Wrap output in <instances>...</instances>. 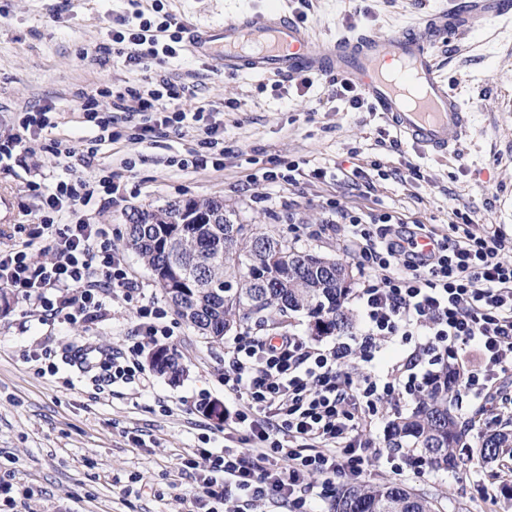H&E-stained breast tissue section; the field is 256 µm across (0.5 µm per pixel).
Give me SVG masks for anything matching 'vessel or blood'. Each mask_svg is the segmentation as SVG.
<instances>
[{
    "instance_id": "1",
    "label": "vessel or blood",
    "mask_w": 512,
    "mask_h": 512,
    "mask_svg": "<svg viewBox=\"0 0 512 512\" xmlns=\"http://www.w3.org/2000/svg\"><path fill=\"white\" fill-rule=\"evenodd\" d=\"M510 12L512 0H461L388 35L358 33L316 44L305 22L252 6L226 24L189 27L185 48L227 73L352 81L399 138L443 157L468 134L471 118L438 72L433 49Z\"/></svg>"
}]
</instances>
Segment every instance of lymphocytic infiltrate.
Masks as SVG:
<instances>
[{"label":"lymphocytic infiltrate","mask_w":512,"mask_h":512,"mask_svg":"<svg viewBox=\"0 0 512 512\" xmlns=\"http://www.w3.org/2000/svg\"><path fill=\"white\" fill-rule=\"evenodd\" d=\"M185 28L171 15L162 21L143 10L121 16L111 32L113 54L128 64L149 67L176 57ZM186 86L154 78L113 91L110 111L95 95L80 104L83 123L93 130L87 150L51 141L57 156L80 157L93 178H56L49 187L31 183L39 200V224L15 225L8 249L0 250V289L27 309L49 318L93 319L105 311L113 292L139 289L121 253L104 229L76 217L77 206L113 196L116 175L96 164L98 144L141 142L183 125L200 130L186 169L224 167V122L213 108L186 111L177 105ZM136 116L123 125L118 113ZM58 125L54 106L22 113L18 132L0 139V172L13 171L33 143ZM364 281L352 300L360 316L358 333L321 344L291 332L257 336L240 333L224 348V394L236 409L224 419V446L180 456L181 471H196L193 497L205 512H252L271 503L287 512H309L313 499L332 496L337 475L361 476L370 430L379 405L419 393L431 368L451 359L466 366L459 385L512 411V395L500 382L512 373V235L489 224L473 231L456 224L438 235L425 225L391 234L390 213L342 212ZM429 239L423 252L421 239ZM149 303L126 350L99 362L98 383L150 388L140 363L142 338L168 339L172 330ZM430 370H423V363Z\"/></svg>","instance_id":"1"}]
</instances>
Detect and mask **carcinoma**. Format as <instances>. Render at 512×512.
<instances>
[{
    "label": "carcinoma",
    "instance_id": "cac0c4a2",
    "mask_svg": "<svg viewBox=\"0 0 512 512\" xmlns=\"http://www.w3.org/2000/svg\"><path fill=\"white\" fill-rule=\"evenodd\" d=\"M128 221L127 247L176 315L207 340L219 344L249 322L274 327L290 311L304 314L318 337L353 328L344 306L351 291L347 264L336 260L327 268L318 254L235 223L222 200L173 201L136 210ZM150 362L172 379L184 372L177 353L164 345L151 350ZM457 375L451 365L439 370L413 410L391 422L385 447L411 451L434 469L454 470V449L466 437L452 409ZM470 453L477 465L512 458V428L485 430ZM328 512H437V506L397 484L360 482L341 485Z\"/></svg>",
    "mask_w": 512,
    "mask_h": 512
}]
</instances>
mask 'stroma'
I'll list each match as a JSON object with an SVG mask.
<instances>
[{
  "mask_svg": "<svg viewBox=\"0 0 512 512\" xmlns=\"http://www.w3.org/2000/svg\"><path fill=\"white\" fill-rule=\"evenodd\" d=\"M449 0H163L176 21L223 23L248 4L303 15L316 39L356 30L391 33ZM133 0H0V134L20 113L53 105L59 125L51 136L83 143L92 132L78 112L82 91H100L109 110V90L137 86L162 75L187 84L180 106L212 105L224 119L223 170H179L175 155L199 147L191 127L130 144L100 145L97 158L114 170L120 190L112 203L85 211L104 225L112 246L122 252L140 292L115 298L95 321L42 320L16 298L0 302V475L11 474L22 491L18 512H195L189 494L193 477L181 472L178 457L197 447L202 436L224 427V347L189 328L156 287L139 257L125 246L127 217L133 210L171 201L217 198L242 224L287 239L296 246L352 262L343 233L333 230L337 209L389 212L406 224H424L445 234L454 210L470 223L497 224L512 234V27L495 20L437 45L441 75L473 116L470 135L440 159L400 140L372 104L351 109L333 97L326 77L310 88L295 80L227 74L180 51L166 64L144 70L123 57L90 53L106 44L117 16L129 15ZM135 160L126 168V160ZM277 160L300 165L293 185L257 189V166ZM388 179L369 178L371 163ZM64 161L36 149L31 160L0 173V231L38 222V199L27 188L42 177L52 184ZM325 169V179L311 178ZM163 307V322L174 334L167 345L185 373L173 380L154 375L152 388L131 385L97 389L93 371L64 364L68 345L122 349L147 302ZM48 355L57 375H42L30 354ZM208 406H192L199 393ZM452 472L430 468L393 474L385 458L372 456L366 479L397 482L434 499L438 512H512V469L469 463L457 451Z\"/></svg>",
  "mask_w": 512,
  "mask_h": 512,
  "instance_id": "1",
  "label": "stroma"
}]
</instances>
